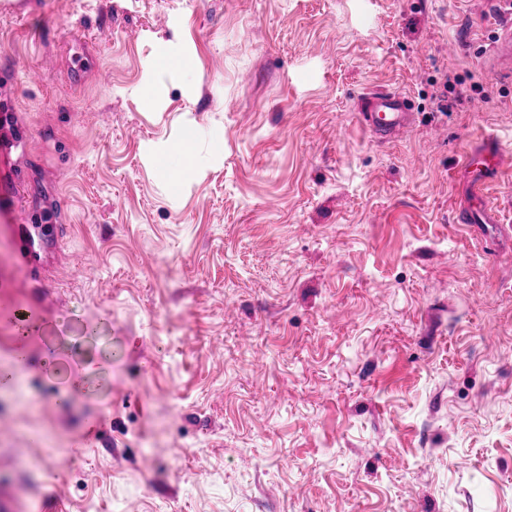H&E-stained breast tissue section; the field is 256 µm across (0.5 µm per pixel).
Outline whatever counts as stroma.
Wrapping results in <instances>:
<instances>
[{"instance_id":"stroma-1","label":"stroma","mask_w":512,"mask_h":512,"mask_svg":"<svg viewBox=\"0 0 512 512\" xmlns=\"http://www.w3.org/2000/svg\"><path fill=\"white\" fill-rule=\"evenodd\" d=\"M16 2L0 371L27 365L0 383V488L60 512H512V252L454 212L471 146L512 155L491 0ZM174 35L196 65L144 109ZM371 90L412 127L376 140ZM188 124L202 174L164 184L148 154ZM31 210L70 226L38 278L14 252ZM50 443L63 471L26 466ZM360 112L364 127L379 140L391 139L413 121L407 98L397 92L366 96Z\"/></svg>"}]
</instances>
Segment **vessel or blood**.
I'll return each mask as SVG.
<instances>
[{"mask_svg":"<svg viewBox=\"0 0 512 512\" xmlns=\"http://www.w3.org/2000/svg\"><path fill=\"white\" fill-rule=\"evenodd\" d=\"M491 54L496 71L503 74L512 72V22L502 25ZM360 118L375 138L388 140L412 123L413 114L405 96L386 92L366 96ZM504 162L505 154L499 141L490 136L468 151L462 167L468 194L456 211V219L486 239L512 236V228L502 224L498 207L486 194L489 184L501 173ZM42 236V227L32 220L18 225L15 235L17 259L36 277L41 274L36 243Z\"/></svg>","mask_w":512,"mask_h":512,"instance_id":"1","label":"vessel or blood"}]
</instances>
